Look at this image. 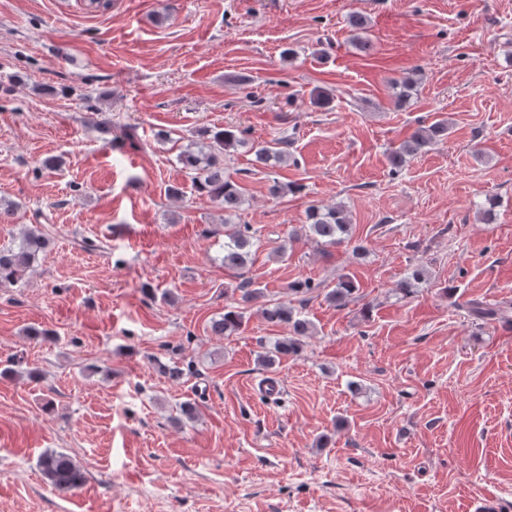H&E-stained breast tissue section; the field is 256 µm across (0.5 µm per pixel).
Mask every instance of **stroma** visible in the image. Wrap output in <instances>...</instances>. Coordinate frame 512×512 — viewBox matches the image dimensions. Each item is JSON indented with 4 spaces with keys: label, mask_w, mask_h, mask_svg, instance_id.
I'll return each mask as SVG.
<instances>
[{
    "label": "stroma",
    "mask_w": 512,
    "mask_h": 512,
    "mask_svg": "<svg viewBox=\"0 0 512 512\" xmlns=\"http://www.w3.org/2000/svg\"><path fill=\"white\" fill-rule=\"evenodd\" d=\"M438 119L447 137L392 169L390 149ZM213 125L246 140L224 173L260 239L248 275L312 324L272 371L260 344L289 327L260 302L237 334L208 329L239 278L211 233L224 212L178 156ZM283 134L287 165L257 167L252 145ZM0 202V249L49 240L0 286V512L512 501V0H0ZM312 205L344 206L347 243L308 239ZM344 275L358 290L337 308L324 295ZM306 279L313 293L291 291ZM271 373L275 401L254 390ZM47 451L82 469L79 490L48 482Z\"/></svg>",
    "instance_id": "obj_1"
}]
</instances>
